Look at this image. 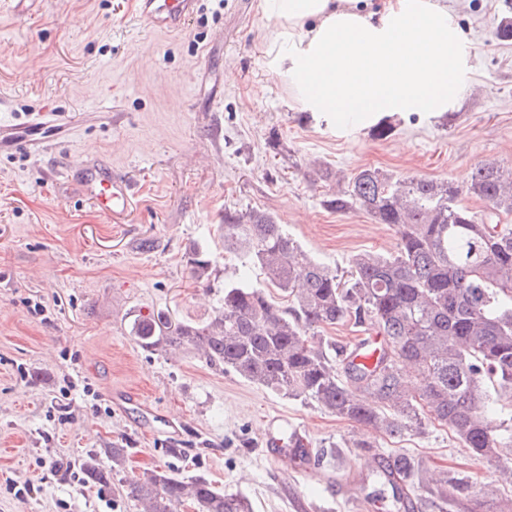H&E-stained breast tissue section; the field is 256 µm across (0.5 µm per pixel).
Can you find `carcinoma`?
Returning <instances> with one entry per match:
<instances>
[{
  "mask_svg": "<svg viewBox=\"0 0 512 512\" xmlns=\"http://www.w3.org/2000/svg\"><path fill=\"white\" fill-rule=\"evenodd\" d=\"M325 201L336 213L363 210L397 235L388 255L359 254L340 274L313 259L274 215L224 213V250L239 252L261 271L244 270L224 287V304L204 325L174 320L163 311L137 316L131 333L139 346L161 352L178 345L214 369L233 373L277 394L303 398L325 411L372 429L381 437L422 434L446 426L478 462L499 464L512 484V423L501 417L512 396V226L492 216L512 213V170L476 165L459 185L408 176L392 179L365 168ZM467 195L492 215L475 216L460 203ZM192 276L211 275V260L192 248ZM275 288L287 305L275 303ZM350 324L380 337L349 348L319 336ZM288 447L301 462L312 452L296 434ZM110 459L106 468L101 456ZM127 449L88 452L85 481L106 485L125 468ZM398 480L377 474L400 504L419 486L438 512L448 506L457 479L428 478L404 453L387 463ZM143 512H172L188 502L195 512H253L249 498L226 493L205 476L189 480L167 469L142 473L127 485Z\"/></svg>",
  "mask_w": 512,
  "mask_h": 512,
  "instance_id": "cac0c4a2",
  "label": "carcinoma"
}]
</instances>
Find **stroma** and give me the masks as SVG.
Returning <instances> with one entry per match:
<instances>
[{"mask_svg":"<svg viewBox=\"0 0 512 512\" xmlns=\"http://www.w3.org/2000/svg\"><path fill=\"white\" fill-rule=\"evenodd\" d=\"M472 42L474 91L440 115L350 127L304 112L266 76L271 24L258 0H197L176 32L140 19L136 0H0V512H140L126 492L143 472L207 477L254 512H367V476L394 452L458 478L447 512L477 491L512 496L496 466L470 458L446 427L372 437L368 427L211 368L182 348L148 352L134 315L202 322L246 258L224 249L225 211L271 212L318 262L348 269L390 253L396 235L325 200L366 167L461 182L484 161L512 168V40L496 27L512 0H453ZM101 164L135 194L120 220L57 169ZM333 179H316L318 169ZM152 249H145L143 241ZM212 261L196 283L187 263ZM77 389L65 392V377ZM323 449L299 467L265 445L269 428ZM128 449L105 487L51 475L44 460ZM41 484L15 498L13 482Z\"/></svg>","mask_w":512,"mask_h":512,"instance_id":"35a3bbf8","label":"stroma"}]
</instances>
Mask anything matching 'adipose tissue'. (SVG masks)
<instances>
[{
  "label": "adipose tissue",
  "mask_w": 512,
  "mask_h": 512,
  "mask_svg": "<svg viewBox=\"0 0 512 512\" xmlns=\"http://www.w3.org/2000/svg\"><path fill=\"white\" fill-rule=\"evenodd\" d=\"M269 76L352 125L444 112L472 88V45L447 0H260Z\"/></svg>",
  "instance_id": "adipose-tissue-1"
}]
</instances>
